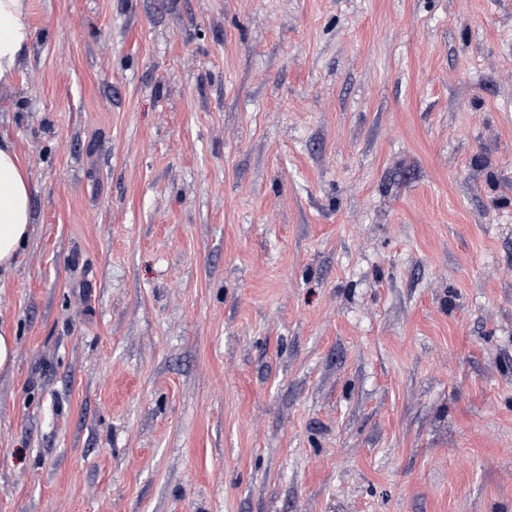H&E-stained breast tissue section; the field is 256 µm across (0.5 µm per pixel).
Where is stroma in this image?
I'll return each instance as SVG.
<instances>
[{
    "mask_svg": "<svg viewBox=\"0 0 512 512\" xmlns=\"http://www.w3.org/2000/svg\"><path fill=\"white\" fill-rule=\"evenodd\" d=\"M0 512H512V0H29Z\"/></svg>",
    "mask_w": 512,
    "mask_h": 512,
    "instance_id": "stroma-1",
    "label": "stroma"
}]
</instances>
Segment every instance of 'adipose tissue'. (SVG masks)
Listing matches in <instances>:
<instances>
[{
  "instance_id": "obj_1",
  "label": "adipose tissue",
  "mask_w": 512,
  "mask_h": 512,
  "mask_svg": "<svg viewBox=\"0 0 512 512\" xmlns=\"http://www.w3.org/2000/svg\"><path fill=\"white\" fill-rule=\"evenodd\" d=\"M31 40L27 0H0V85L13 82ZM35 191L14 144L0 138V271L14 267L31 234Z\"/></svg>"
}]
</instances>
